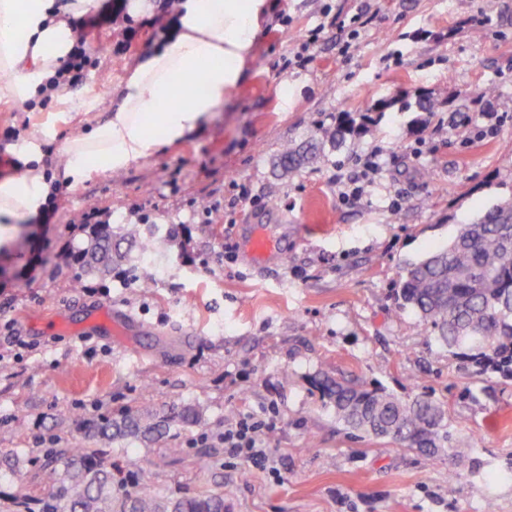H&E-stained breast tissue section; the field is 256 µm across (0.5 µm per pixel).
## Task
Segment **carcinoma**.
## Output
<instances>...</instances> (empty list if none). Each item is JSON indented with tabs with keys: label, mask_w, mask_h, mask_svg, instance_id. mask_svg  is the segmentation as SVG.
<instances>
[{
	"label": "carcinoma",
	"mask_w": 512,
	"mask_h": 512,
	"mask_svg": "<svg viewBox=\"0 0 512 512\" xmlns=\"http://www.w3.org/2000/svg\"><path fill=\"white\" fill-rule=\"evenodd\" d=\"M428 116L440 103L428 96L369 103L362 112H345L330 142L342 146L348 137L378 122L392 108ZM317 146L289 147L278 166L291 174L316 155ZM83 246L68 250L67 259L86 277L99 281L129 261V252L112 246L108 224H83ZM121 238L141 253L150 250L139 224L126 225ZM401 305L437 332L448 353L464 365L512 378V196L500 200L476 220L459 227L444 248L403 268ZM319 387L336 420L354 432L389 439L427 456L456 448L455 428L442 406L421 395L403 400L379 386L369 387L325 375ZM167 418L120 410L86 424L97 448H53L47 461L58 469V486L39 512H224V493L204 492L168 499L150 491L112 492V470L101 449L125 437L154 440Z\"/></svg>",
	"instance_id": "carcinoma-1"
}]
</instances>
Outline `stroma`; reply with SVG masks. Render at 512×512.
I'll use <instances>...</instances> for the list:
<instances>
[{"label":"stroma","mask_w":512,"mask_h":512,"mask_svg":"<svg viewBox=\"0 0 512 512\" xmlns=\"http://www.w3.org/2000/svg\"><path fill=\"white\" fill-rule=\"evenodd\" d=\"M483 2L277 0L239 90L202 133L77 190L58 183L52 222L0 253V334L13 338L0 346V456L16 461L0 470V512L17 494L35 505L54 491L48 449L89 447L87 421L146 406L171 418L155 441L104 451L121 495L133 484L170 498L220 491L228 512H483L488 500L512 512V380L462 368L395 303L406 264L512 194V0L490 14ZM150 5L141 15L126 2L89 36L86 76L69 94L30 108L0 97V153L17 157L31 140L47 172L62 167L63 142L107 117L176 14L169 0ZM313 32L312 61L284 67ZM405 92L445 108L423 125L391 110L341 147L324 142L337 113ZM311 138L319 155L281 174L283 147ZM92 208L117 235L133 210L156 226L152 287L139 288L134 258L112 280L74 287L62 252L81 243L77 220ZM206 221L212 232L200 231ZM254 224L283 258L246 257ZM326 374L430 396L460 453L351 432L317 387ZM187 405L202 410L199 424L176 421ZM270 407L277 474L213 446L226 424Z\"/></svg>","instance_id":"stroma-1"}]
</instances>
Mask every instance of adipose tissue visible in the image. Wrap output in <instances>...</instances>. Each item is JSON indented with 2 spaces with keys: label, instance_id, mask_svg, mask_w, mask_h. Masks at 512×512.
Listing matches in <instances>:
<instances>
[{
  "label": "adipose tissue",
  "instance_id": "1",
  "mask_svg": "<svg viewBox=\"0 0 512 512\" xmlns=\"http://www.w3.org/2000/svg\"><path fill=\"white\" fill-rule=\"evenodd\" d=\"M95 0H0V93L36 97L44 80L75 47L67 15ZM273 0H180L162 40L128 69L112 110L88 133L65 141L59 174L78 188L95 172L116 173L199 133L239 89L270 17ZM52 193L44 170L0 180V249L16 241L18 225L42 220Z\"/></svg>",
  "mask_w": 512,
  "mask_h": 512
}]
</instances>
